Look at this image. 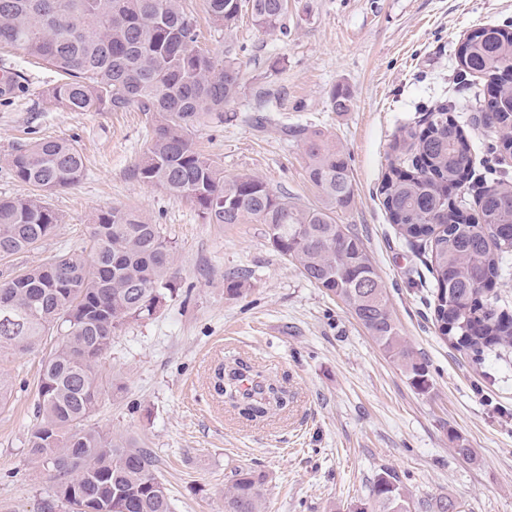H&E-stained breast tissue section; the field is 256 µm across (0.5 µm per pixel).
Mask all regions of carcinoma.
<instances>
[{
    "label": "carcinoma",
    "instance_id": "cac0c4a2",
    "mask_svg": "<svg viewBox=\"0 0 512 512\" xmlns=\"http://www.w3.org/2000/svg\"><path fill=\"white\" fill-rule=\"evenodd\" d=\"M184 0H0V44L39 59L60 76L47 92L53 104L75 112H124L132 107L153 122L147 152L133 175L189 201L207 224H262L273 249L317 287L340 298L375 342L419 391L430 387L427 363L392 318L383 281L363 240L336 223L349 207V157L330 136L303 137L307 176L319 204H300L251 174L230 178L198 151L191 134L205 120H224L241 90L240 70L199 45ZM214 24L238 20V0H205ZM263 32L284 31L283 0H248ZM463 70L500 89L480 107L485 125L506 133L512 153V30L488 28L468 40ZM393 159L381 185L383 205L401 234L431 243L435 319L450 344L476 353L512 347V315L481 301L482 287L499 278L512 256V182L497 178L478 197V218L452 206L448 188H460L472 164L462 128L448 105L428 112L426 131L406 128L391 145ZM27 197L0 199V257L28 252L47 239L60 216L46 198L76 185L84 156L67 139H41L10 158ZM177 251L160 224L142 213H99L89 253H59L0 282V360L51 349L37 380L38 423L28 432L27 457L54 471L51 501L65 512H172L170 490L133 438L87 427L107 393L101 373L112 341L127 325L151 318L174 296ZM226 394L254 421L287 397L283 385L244 360L223 367ZM250 377L255 389L241 388ZM264 481L251 471L231 475L224 512H263ZM410 512L402 488L378 475L364 510Z\"/></svg>",
    "mask_w": 512,
    "mask_h": 512
}]
</instances>
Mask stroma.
Wrapping results in <instances>:
<instances>
[{
  "instance_id": "1",
  "label": "stroma",
  "mask_w": 512,
  "mask_h": 512,
  "mask_svg": "<svg viewBox=\"0 0 512 512\" xmlns=\"http://www.w3.org/2000/svg\"><path fill=\"white\" fill-rule=\"evenodd\" d=\"M202 48L235 59L242 90L223 122L193 134L224 172L259 176L300 203L318 201L298 127L336 139L350 158L354 196L338 223L362 238L386 287L391 315L429 366L427 391L380 349L349 308L278 255L260 224H208L193 205L144 183L133 168L147 151L143 113L73 112L49 103L57 73L21 50L0 46L15 88L0 94V197H22L9 159L43 138L75 141L86 161L76 185L52 194L62 222L38 249L0 261L40 264L87 244L98 213L139 209L177 246L178 297L153 319L130 324L112 343L104 371L111 388L87 425L132 436L168 483L174 512H223L234 469L264 478L266 512H351L375 476L396 477L411 512L447 496L464 512H512V348L474 356L438 332L422 247L392 224L378 188L401 129L450 100L475 178L458 189L477 214L481 177L512 180V156L492 148L499 132L475 122L473 90L457 83L463 45L476 30L512 25V0H288L286 33H262L249 15L213 25L205 0H185ZM346 89L348 111L332 109ZM244 280L232 296L229 281ZM242 356L284 381L285 409L248 421L215 399L214 366ZM42 352L0 362L11 396L0 406V512H47L50 473L30 464L24 441L37 424L35 386ZM474 458L457 454L458 444Z\"/></svg>"
}]
</instances>
